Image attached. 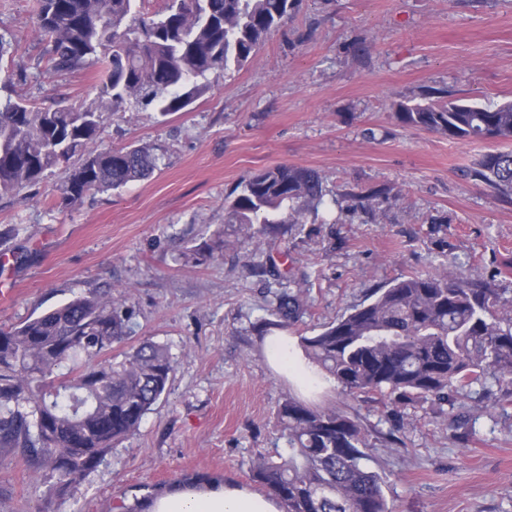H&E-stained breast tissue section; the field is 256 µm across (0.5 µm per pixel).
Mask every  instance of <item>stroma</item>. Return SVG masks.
<instances>
[{"label":"stroma","instance_id":"35a3bbf8","mask_svg":"<svg viewBox=\"0 0 512 512\" xmlns=\"http://www.w3.org/2000/svg\"><path fill=\"white\" fill-rule=\"evenodd\" d=\"M33 0H0V35L17 50L0 80L27 73L36 102L95 97V69L54 74ZM188 110L158 117L129 107L103 116L95 150L148 148L145 180L55 206L58 173L0 198V326L74 298L126 290L136 338L169 345L167 391L78 486L32 481L0 447V512H126L190 479L251 485L253 461L275 444L287 394L346 405L335 384L309 391L273 365L253 325L273 299L240 240L219 260L187 250L224 225V198L248 174L277 165L317 170L327 202L275 261L305 281V311L289 342L363 303L370 289L456 258L512 312V200L467 169L492 145L401 125L398 103L512 100V0H301L246 67L210 75ZM385 188L372 206L359 193ZM372 467L391 512H512V403L473 393L452 404L404 401L396 415L356 402Z\"/></svg>","mask_w":512,"mask_h":512}]
</instances>
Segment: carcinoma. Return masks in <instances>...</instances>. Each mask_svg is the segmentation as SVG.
I'll return each mask as SVG.
<instances>
[{
  "mask_svg": "<svg viewBox=\"0 0 512 512\" xmlns=\"http://www.w3.org/2000/svg\"><path fill=\"white\" fill-rule=\"evenodd\" d=\"M35 0L36 26L49 44L44 70L95 68L93 100L37 104L0 101V197L46 173H61L55 205L148 178L156 158L144 147L93 151L103 114L126 104L162 116L181 112L208 89V76L240 70L269 35L288 23L299 0ZM396 120L455 140L512 142V102L497 106L430 100L400 103ZM470 176L512 197V149L481 154ZM313 169L279 165L251 173L224 200V224L255 243L257 267L281 291L255 328L287 327L304 310L300 283L282 274L266 246L299 235L306 214L324 205ZM233 245L220 238L189 250L195 262ZM496 289L445 258L426 272L397 277L366 302L311 336L304 358L352 400L375 395L454 403L479 387L512 402V315ZM128 297L90 294L40 316L0 327V447L18 448L34 472L61 490L83 481L119 442L134 435L175 372L167 346L133 339ZM288 454L252 462L251 479L284 512H389L385 480L370 467L369 434L358 413L292 394L276 414Z\"/></svg>",
  "mask_w": 512,
  "mask_h": 512,
  "instance_id": "obj_1",
  "label": "carcinoma"
}]
</instances>
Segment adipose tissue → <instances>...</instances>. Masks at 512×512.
I'll use <instances>...</instances> for the list:
<instances>
[{"label": "adipose tissue", "instance_id": "obj_1", "mask_svg": "<svg viewBox=\"0 0 512 512\" xmlns=\"http://www.w3.org/2000/svg\"><path fill=\"white\" fill-rule=\"evenodd\" d=\"M149 512H281V506L247 487L211 482L200 492L174 489L156 498Z\"/></svg>", "mask_w": 512, "mask_h": 512}]
</instances>
